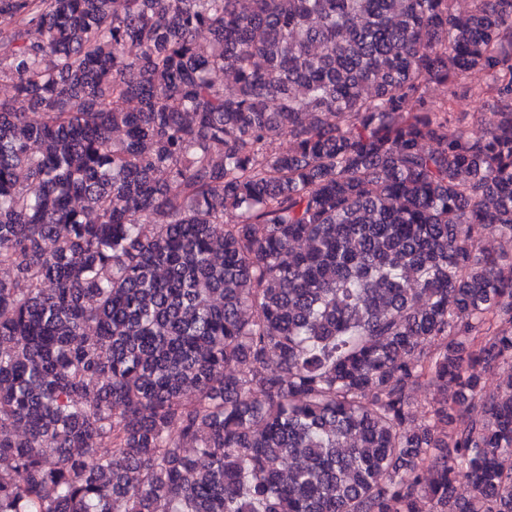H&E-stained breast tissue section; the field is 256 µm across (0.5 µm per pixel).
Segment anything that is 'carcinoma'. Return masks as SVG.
I'll use <instances>...</instances> for the list:
<instances>
[{"label": "carcinoma", "instance_id": "carcinoma-1", "mask_svg": "<svg viewBox=\"0 0 512 512\" xmlns=\"http://www.w3.org/2000/svg\"><path fill=\"white\" fill-rule=\"evenodd\" d=\"M2 82L0 512H512V0H0ZM462 103H466L467 105L461 107L460 105ZM460 105L457 107L456 112H465L468 114L467 119L460 125L451 124L448 127V133L453 134L461 128L467 130L469 133H478L480 126L474 123L472 114L477 112H491L493 101L488 99L468 98L463 100Z\"/></svg>", "mask_w": 512, "mask_h": 512}]
</instances>
